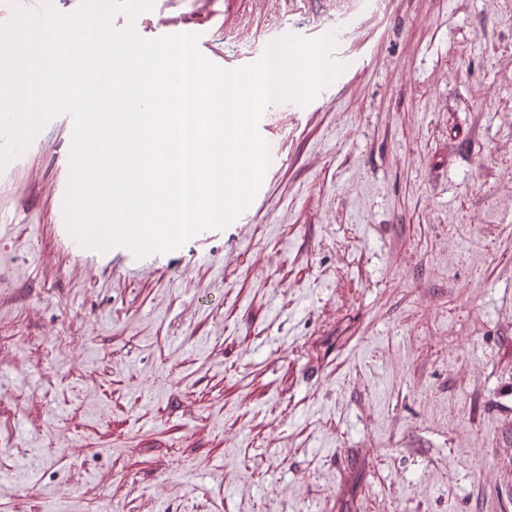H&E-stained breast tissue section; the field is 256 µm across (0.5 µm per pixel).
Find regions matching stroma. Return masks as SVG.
I'll list each match as a JSON object with an SVG mask.
<instances>
[{"label": "stroma", "instance_id": "1", "mask_svg": "<svg viewBox=\"0 0 512 512\" xmlns=\"http://www.w3.org/2000/svg\"><path fill=\"white\" fill-rule=\"evenodd\" d=\"M360 0L200 41L261 53ZM240 243L56 239L67 117L0 171V512H512V5L392 0ZM68 180L63 183V185L60 188L59 191V209H60V216H61V222L58 224L60 232H61V241L68 247L69 250L74 251L78 254H85V253H96L99 254L106 259H112V273H132L137 271H144L152 269L160 264L165 259H170L173 252L176 250H172L169 252H163V253H154L151 254L143 259H136L134 255L126 248L123 247H115L110 250H107L105 252H100L94 249L86 248L82 246L74 237L71 236V234L68 232L66 223H65V217H64V211H63V204H64V198L66 194Z\"/></svg>", "mask_w": 512, "mask_h": 512}]
</instances>
